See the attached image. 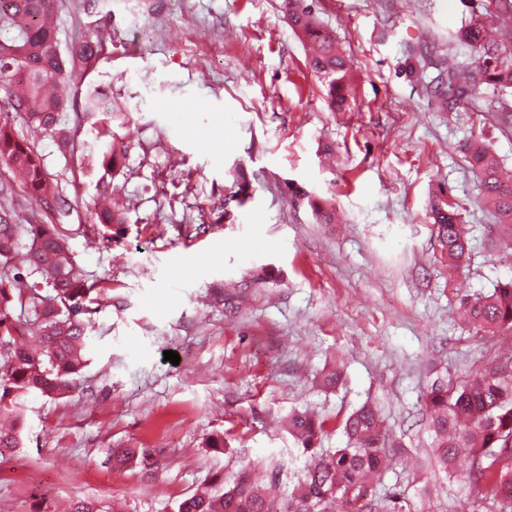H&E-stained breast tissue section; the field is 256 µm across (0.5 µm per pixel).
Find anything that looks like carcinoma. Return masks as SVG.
<instances>
[{
	"instance_id": "obj_1",
	"label": "carcinoma",
	"mask_w": 512,
	"mask_h": 512,
	"mask_svg": "<svg viewBox=\"0 0 512 512\" xmlns=\"http://www.w3.org/2000/svg\"><path fill=\"white\" fill-rule=\"evenodd\" d=\"M63 0H0V64H13L0 79L8 83L0 104L23 122L57 142L62 154L87 158L84 146L71 136L63 89L100 60L102 41L80 39L62 49L56 16ZM288 19L307 45L311 70L328 91L330 106H348L352 67L339 51L336 38L316 20L305 0H287ZM458 38L477 52L479 66L465 80L443 57L431 80L446 99L456 93L473 97L492 90L501 108L512 112V0H482L481 11L462 23ZM83 114L108 115L109 96L99 87L87 91ZM469 163L479 171L483 203L499 222L512 224V169L507 168L483 137L462 145ZM126 146L110 144L103 153L104 172L114 171ZM0 163L33 197L64 208L62 187L47 172L35 145L18 137L13 120L0 118ZM13 199L0 203V415L12 418L0 427V458L23 444L21 401L30 394L60 399L80 385L87 366L88 340L95 331L93 315L110 298L109 289L87 284L71 253L67 235L58 224H17ZM434 227L448 266L468 261V241L461 227L459 205L434 206ZM124 223L119 209L95 211L98 233ZM461 308L469 328L482 336L512 335V280L491 294ZM423 409L432 435L437 464L452 468L461 453L468 456V479L481 494L480 506L490 512H512V355L489 372L465 379L435 380L423 394ZM326 420L306 412L288 415L287 430L296 447L308 453L324 431ZM343 448L311 458L301 478L279 503H273L266 483L276 481L263 470L244 469L230 483L215 476L206 489L183 499L177 512H406L377 496L376 484L388 468L390 449L376 409L365 403L342 422ZM114 466L138 467L153 475L156 462L144 448H115Z\"/></svg>"
}]
</instances>
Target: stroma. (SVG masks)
<instances>
[{
    "instance_id": "obj_1",
    "label": "stroma",
    "mask_w": 512,
    "mask_h": 512,
    "mask_svg": "<svg viewBox=\"0 0 512 512\" xmlns=\"http://www.w3.org/2000/svg\"><path fill=\"white\" fill-rule=\"evenodd\" d=\"M68 0L61 45L101 21L117 37L77 79L110 93L129 149L111 182L127 220L100 241V191L50 138L37 143L71 206L70 249L88 282L111 287L94 314L81 385L24 401L23 448L0 463V512H68L86 498L125 512H174L198 485L280 461L292 490L306 455L282 423L327 420L316 454L344 447L342 418L374 402L395 455L377 493L412 512H469L466 462L437 466L422 394L491 367L512 336H477L462 296L512 280L507 231L483 205L461 151L472 134L512 168V117L484 94L454 110L411 71L426 49L473 69L456 32L461 0H307L353 64L350 107L332 111L284 0ZM463 206L468 266L449 271L431 204ZM335 214L317 223L313 204ZM236 314L211 289L256 271ZM179 363L165 361V351ZM337 370L336 386L322 382ZM223 435L224 449L207 442ZM147 448L153 478L115 469ZM115 468L138 467L144 476H152L156 462L144 448H116L112 451Z\"/></svg>"
}]
</instances>
